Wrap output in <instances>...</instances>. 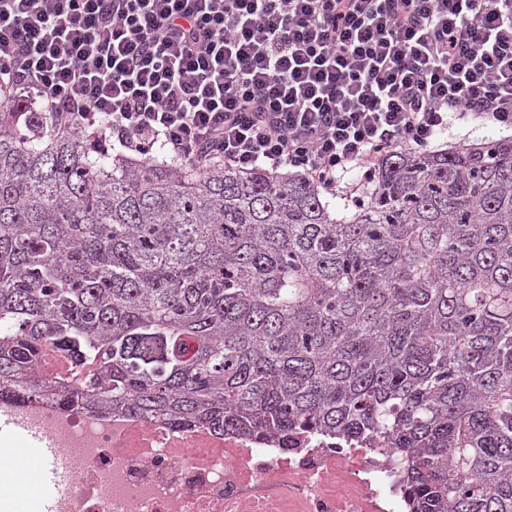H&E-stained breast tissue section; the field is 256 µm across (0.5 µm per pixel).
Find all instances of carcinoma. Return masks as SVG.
<instances>
[{
    "mask_svg": "<svg viewBox=\"0 0 512 512\" xmlns=\"http://www.w3.org/2000/svg\"><path fill=\"white\" fill-rule=\"evenodd\" d=\"M303 175L129 160L0 87V399L285 451L383 439L408 512H512V139Z\"/></svg>",
    "mask_w": 512,
    "mask_h": 512,
    "instance_id": "carcinoma-1",
    "label": "carcinoma"
}]
</instances>
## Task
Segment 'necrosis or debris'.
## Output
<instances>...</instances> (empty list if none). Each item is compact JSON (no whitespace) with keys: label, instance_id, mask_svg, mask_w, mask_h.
<instances>
[{"label":"necrosis or debris","instance_id":"4bbe7bcc","mask_svg":"<svg viewBox=\"0 0 512 512\" xmlns=\"http://www.w3.org/2000/svg\"><path fill=\"white\" fill-rule=\"evenodd\" d=\"M33 426L73 467L50 512H399L391 457L366 443L314 437L306 450L85 414L53 399L0 400V416Z\"/></svg>","mask_w":512,"mask_h":512}]
</instances>
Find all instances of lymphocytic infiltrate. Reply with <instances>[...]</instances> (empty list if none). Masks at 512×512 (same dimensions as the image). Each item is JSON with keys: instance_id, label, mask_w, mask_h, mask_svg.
<instances>
[{"instance_id": "1", "label": "lymphocytic infiltrate", "mask_w": 512, "mask_h": 512, "mask_svg": "<svg viewBox=\"0 0 512 512\" xmlns=\"http://www.w3.org/2000/svg\"><path fill=\"white\" fill-rule=\"evenodd\" d=\"M0 85L139 155L331 190L454 115L512 130V0H0Z\"/></svg>"}]
</instances>
